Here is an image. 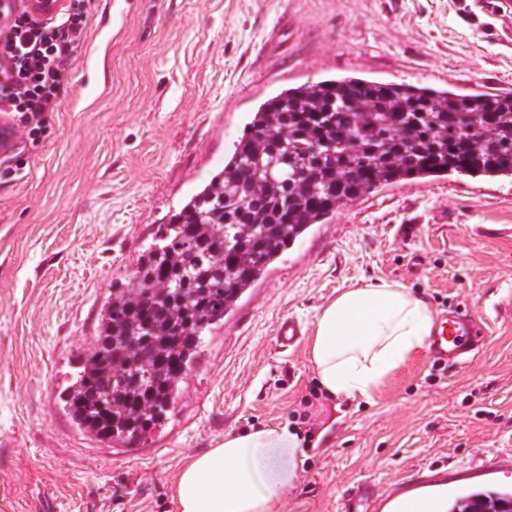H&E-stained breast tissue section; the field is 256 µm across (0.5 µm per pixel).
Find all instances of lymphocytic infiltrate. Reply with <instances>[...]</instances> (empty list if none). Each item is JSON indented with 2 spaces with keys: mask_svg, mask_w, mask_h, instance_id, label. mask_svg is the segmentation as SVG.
<instances>
[{
  "mask_svg": "<svg viewBox=\"0 0 512 512\" xmlns=\"http://www.w3.org/2000/svg\"><path fill=\"white\" fill-rule=\"evenodd\" d=\"M87 24L86 0H69L48 19L22 0L0 10V112L20 142L37 143L50 127Z\"/></svg>",
  "mask_w": 512,
  "mask_h": 512,
  "instance_id": "lymphocytic-infiltrate-1",
  "label": "lymphocytic infiltrate"
}]
</instances>
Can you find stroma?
<instances>
[{
	"label": "stroma",
	"mask_w": 512,
	"mask_h": 512,
	"mask_svg": "<svg viewBox=\"0 0 512 512\" xmlns=\"http://www.w3.org/2000/svg\"><path fill=\"white\" fill-rule=\"evenodd\" d=\"M88 24L46 136L0 180V512H176L186 461L225 434L288 422L307 437L281 512H339L345 489L422 473L512 487V182L405 180L312 225L207 332L173 415L108 446L57 394L98 334L112 281L132 285L159 225L224 166L254 109L286 86L356 74L512 93V41L470 0H112ZM98 66L99 85L83 76ZM375 280L436 312L467 305L485 343L452 368L420 351L373 401L316 383L319 310ZM304 334L279 348L275 327ZM303 336L302 327L292 316L283 317L276 325V342L281 348H288Z\"/></svg>",
	"instance_id": "35a3bbf8"
}]
</instances>
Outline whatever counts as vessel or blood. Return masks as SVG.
<instances>
[{
  "instance_id": "b4317fda",
  "label": "vessel or blood",
  "mask_w": 512,
  "mask_h": 512,
  "mask_svg": "<svg viewBox=\"0 0 512 512\" xmlns=\"http://www.w3.org/2000/svg\"><path fill=\"white\" fill-rule=\"evenodd\" d=\"M302 327L294 317L282 318L276 325V342L280 347L295 345ZM484 324L466 306L449 308L442 315L429 341L428 351L437 361L462 364L476 355L484 342Z\"/></svg>"
}]
</instances>
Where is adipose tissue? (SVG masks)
Listing matches in <instances>:
<instances>
[{"mask_svg":"<svg viewBox=\"0 0 512 512\" xmlns=\"http://www.w3.org/2000/svg\"><path fill=\"white\" fill-rule=\"evenodd\" d=\"M437 315L400 284L357 285L315 317L310 360L324 395L370 400L434 333ZM302 437L289 424L225 435L190 458L173 486L177 512H277L298 484Z\"/></svg>","mask_w":512,"mask_h":512,"instance_id":"ef3b65f1","label":"adipose tissue"}]
</instances>
